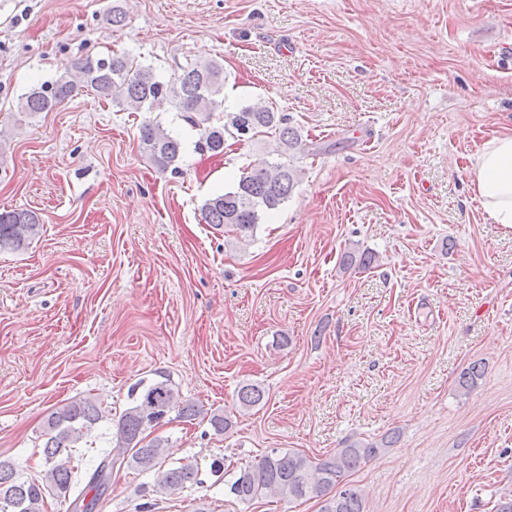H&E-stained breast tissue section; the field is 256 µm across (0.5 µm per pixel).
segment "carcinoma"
<instances>
[{
    "instance_id": "cac0c4a2",
    "label": "carcinoma",
    "mask_w": 512,
    "mask_h": 512,
    "mask_svg": "<svg viewBox=\"0 0 512 512\" xmlns=\"http://www.w3.org/2000/svg\"><path fill=\"white\" fill-rule=\"evenodd\" d=\"M177 68V78L163 82L152 67L127 55L88 56L21 97L17 112L26 117L50 112L81 84L98 98L133 112H150L164 102L174 106L190 126L200 130L197 147L201 151L223 153L227 133L239 141L270 134L282 154L298 143L288 119L263 101L224 113V66L219 61L194 59ZM139 146L157 169H177L181 144L162 124L142 123ZM296 184L297 170L285 162L254 167L240 175L233 189L205 201L202 220L215 229L230 227L246 237L266 213L288 199ZM41 229L39 216L31 210L0 212V250L27 248L40 236ZM264 398L262 387L246 384L237 390L236 404L247 411L260 405ZM128 399L130 404L119 415L113 433L115 444L110 461H101L89 476L86 488L78 492L73 484L76 448L84 434L112 411L92 398L53 408L42 424L44 469L40 475L28 477L12 461L0 459V512H46L50 498L69 502L74 512H85V500L97 504V493L104 491L117 464L140 473H153V492L161 496L177 495L187 484L196 483L198 467L189 462L164 468V440L158 436L149 439L145 432L174 410L189 420L207 417L218 433L227 430L231 420L217 409L209 411L197 404L181 403L178 390L163 371L155 372L151 380L142 378L133 384ZM379 450L380 446L373 443L352 442L336 454L314 461L298 452L274 448L240 467L227 484L228 494L242 503L259 498L288 502L308 498L319 500L320 512H363L361 491L344 483V478L376 457ZM91 491L96 495L89 496Z\"/></svg>"
}]
</instances>
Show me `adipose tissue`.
I'll use <instances>...</instances> for the list:
<instances>
[{
  "instance_id": "1",
  "label": "adipose tissue",
  "mask_w": 512,
  "mask_h": 512,
  "mask_svg": "<svg viewBox=\"0 0 512 512\" xmlns=\"http://www.w3.org/2000/svg\"><path fill=\"white\" fill-rule=\"evenodd\" d=\"M470 186L493 223L512 227V133L488 140L471 171Z\"/></svg>"
}]
</instances>
